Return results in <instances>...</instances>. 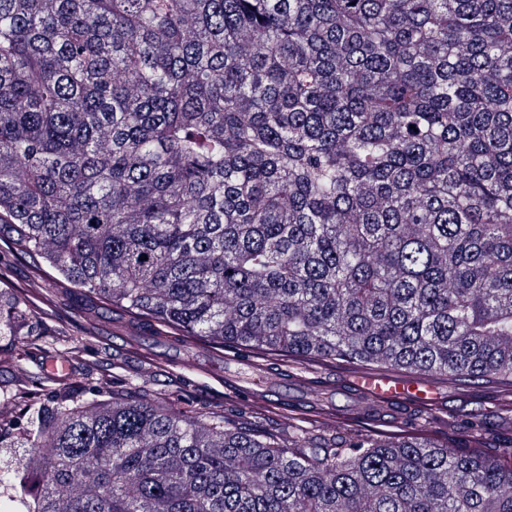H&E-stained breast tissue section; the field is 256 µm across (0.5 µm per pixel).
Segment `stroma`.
Listing matches in <instances>:
<instances>
[{
  "mask_svg": "<svg viewBox=\"0 0 512 512\" xmlns=\"http://www.w3.org/2000/svg\"><path fill=\"white\" fill-rule=\"evenodd\" d=\"M112 309L104 307L83 359L74 360L64 352L66 334L78 326L79 319L67 308H50L46 320L58 323L62 331L56 347L58 355L42 359L36 349V336L0 335V422L8 424L11 433L7 447H0V512H24L20 501L12 497V485L19 459L23 454L18 443L28 431L19 415L15 400L40 381L42 389L59 385H81L111 395L140 391L150 400L167 401L173 408L189 411L199 403L220 405L224 400V384L241 366L224 364L211 354L193 345H168L152 336L131 337L112 326ZM163 353L176 360V370L160 371L155 354ZM435 420L454 421L450 432L439 433V440L448 442L458 453H471L474 446L471 428L484 423L491 435L483 444L484 454L506 459L512 448V412L499 413L497 385L479 379L460 386L443 380L433 381Z\"/></svg>",
  "mask_w": 512,
  "mask_h": 512,
  "instance_id": "1",
  "label": "stroma"
}]
</instances>
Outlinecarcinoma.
<instances>
[{"mask_svg":"<svg viewBox=\"0 0 512 512\" xmlns=\"http://www.w3.org/2000/svg\"><path fill=\"white\" fill-rule=\"evenodd\" d=\"M0 245L99 319L509 387L512 0H0ZM147 259H140L141 255ZM33 390L26 512H512V465L393 410Z\"/></svg>","mask_w":512,"mask_h":512,"instance_id":"1","label":"carcinoma"}]
</instances>
